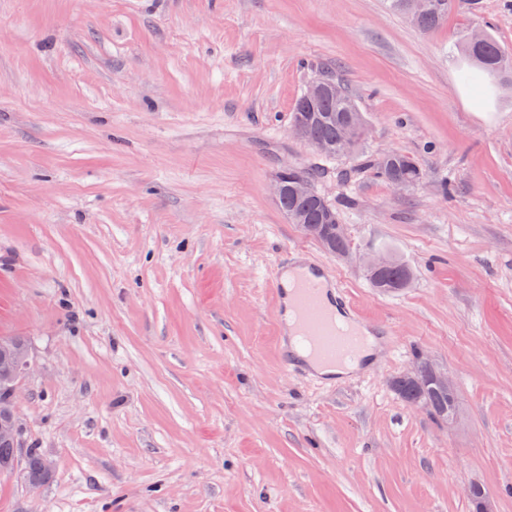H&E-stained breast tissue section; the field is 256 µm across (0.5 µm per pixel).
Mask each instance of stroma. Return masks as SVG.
<instances>
[{
  "label": "stroma",
  "mask_w": 512,
  "mask_h": 512,
  "mask_svg": "<svg viewBox=\"0 0 512 512\" xmlns=\"http://www.w3.org/2000/svg\"><path fill=\"white\" fill-rule=\"evenodd\" d=\"M474 28L512 47L505 0L429 33L385 0H0V337L28 340L16 418L54 465L0 473V512H474L473 483L512 512V86L463 80ZM327 74L369 151L425 172L326 162L345 258L271 190L316 162L290 113ZM299 249L387 328L348 377L284 358ZM381 252L410 287L372 288ZM421 359L456 420L396 394ZM360 169L371 171L377 177L392 183L394 179L408 182L411 187L419 184L424 178V171L411 155L391 152L386 157L360 155Z\"/></svg>",
  "instance_id": "obj_1"
}]
</instances>
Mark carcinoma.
I'll return each mask as SVG.
<instances>
[{
  "mask_svg": "<svg viewBox=\"0 0 512 512\" xmlns=\"http://www.w3.org/2000/svg\"><path fill=\"white\" fill-rule=\"evenodd\" d=\"M432 7L417 21L414 26L421 31L434 29L448 20V14L460 6V0H431ZM465 55L472 58V70L463 72L466 81H476L482 77L497 80L505 84H512V51L502 46L493 36L483 34V38L476 41L468 37L463 45ZM326 80L336 85L335 91L327 96L317 108L316 114L308 122V140L312 145L323 144L329 148L336 147V157H349L357 152L363 138H358L351 148H346L343 141L341 119L348 112H357L359 107L346 88L335 78L328 76ZM360 168L372 172L388 183L395 179L408 182L415 186L424 178V171L411 155L393 152L386 157H373L360 155ZM320 174V168H297L288 172V191L280 202V208L302 211L313 224L336 225L340 223V216L336 208L327 203L319 193L314 192L310 197H298L293 191V180L300 178L312 183ZM366 276L376 288L393 289L406 277L411 275L409 267L399 259L382 271L365 268ZM395 389L402 400L409 404L419 396L424 389L420 386L399 379L395 382ZM427 395L431 402V412L439 419L448 417V394L440 390H429ZM42 457L36 449L30 448L26 454L25 473L27 479H36L42 476Z\"/></svg>",
  "mask_w": 512,
  "mask_h": 512,
  "instance_id": "carcinoma-1",
  "label": "carcinoma"
}]
</instances>
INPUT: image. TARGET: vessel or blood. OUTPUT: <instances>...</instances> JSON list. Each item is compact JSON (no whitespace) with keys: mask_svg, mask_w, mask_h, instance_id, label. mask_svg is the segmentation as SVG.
Masks as SVG:
<instances>
[{"mask_svg":"<svg viewBox=\"0 0 512 512\" xmlns=\"http://www.w3.org/2000/svg\"><path fill=\"white\" fill-rule=\"evenodd\" d=\"M331 278L327 268L307 263L292 285L274 281V288H287L288 308L296 317L301 348L317 361L336 365L353 359L363 347L368 326L350 318H337L323 301L322 284Z\"/></svg>","mask_w":512,"mask_h":512,"instance_id":"obj_1","label":"vessel or blood"}]
</instances>
